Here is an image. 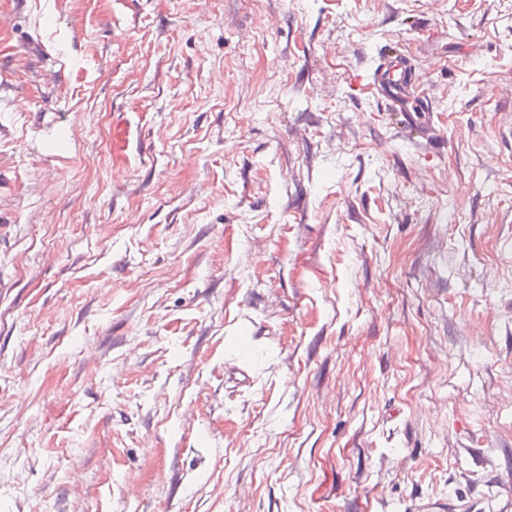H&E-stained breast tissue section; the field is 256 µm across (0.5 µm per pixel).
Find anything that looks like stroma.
<instances>
[{
  "instance_id": "stroma-1",
  "label": "stroma",
  "mask_w": 512,
  "mask_h": 512,
  "mask_svg": "<svg viewBox=\"0 0 512 512\" xmlns=\"http://www.w3.org/2000/svg\"><path fill=\"white\" fill-rule=\"evenodd\" d=\"M511 482L512 0H0V512ZM405 56L399 48H391L383 61V67L378 74L373 73L372 84L392 99L394 110L391 115L395 122L402 127L413 139H427L429 131L425 125V111L422 103L412 99L411 90L419 87L415 71L411 83L407 85L403 79V61Z\"/></svg>"
}]
</instances>
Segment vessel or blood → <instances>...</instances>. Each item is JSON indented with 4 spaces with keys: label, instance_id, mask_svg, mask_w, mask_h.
<instances>
[{
    "label": "vessel or blood",
    "instance_id": "1",
    "mask_svg": "<svg viewBox=\"0 0 512 512\" xmlns=\"http://www.w3.org/2000/svg\"><path fill=\"white\" fill-rule=\"evenodd\" d=\"M404 56L399 48H391L383 61L378 74L373 75L372 84L392 99L395 108L392 116L412 138L424 139L429 135L425 124V111L422 104L413 100L410 85L403 79Z\"/></svg>",
    "mask_w": 512,
    "mask_h": 512
}]
</instances>
